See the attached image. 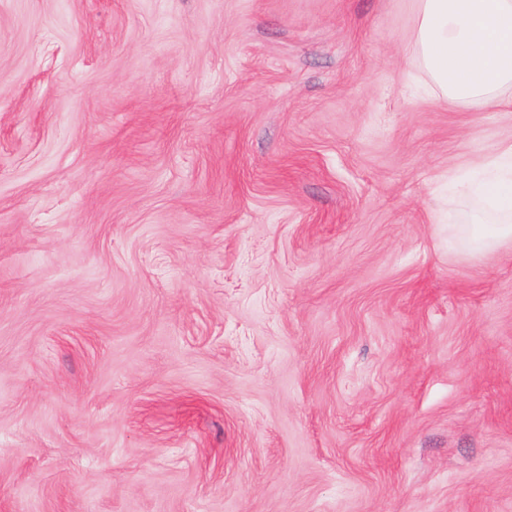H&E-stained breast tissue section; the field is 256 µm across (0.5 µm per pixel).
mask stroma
Returning a JSON list of instances; mask_svg holds the SVG:
<instances>
[{
    "instance_id": "35a3bbf8",
    "label": "stroma",
    "mask_w": 512,
    "mask_h": 512,
    "mask_svg": "<svg viewBox=\"0 0 512 512\" xmlns=\"http://www.w3.org/2000/svg\"><path fill=\"white\" fill-rule=\"evenodd\" d=\"M416 0H0V512H512V246ZM456 182L498 216L495 224L463 225L468 251L477 254L494 246L512 244V142L502 143L485 156L476 175L460 174Z\"/></svg>"
}]
</instances>
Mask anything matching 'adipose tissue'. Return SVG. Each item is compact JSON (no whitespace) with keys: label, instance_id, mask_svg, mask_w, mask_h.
Wrapping results in <instances>:
<instances>
[{"label":"adipose tissue","instance_id":"obj_1","mask_svg":"<svg viewBox=\"0 0 512 512\" xmlns=\"http://www.w3.org/2000/svg\"><path fill=\"white\" fill-rule=\"evenodd\" d=\"M418 2L414 49L437 100L452 107L512 106V0ZM457 181L498 217L466 225L468 251L512 244V142L485 156L476 175Z\"/></svg>","mask_w":512,"mask_h":512}]
</instances>
